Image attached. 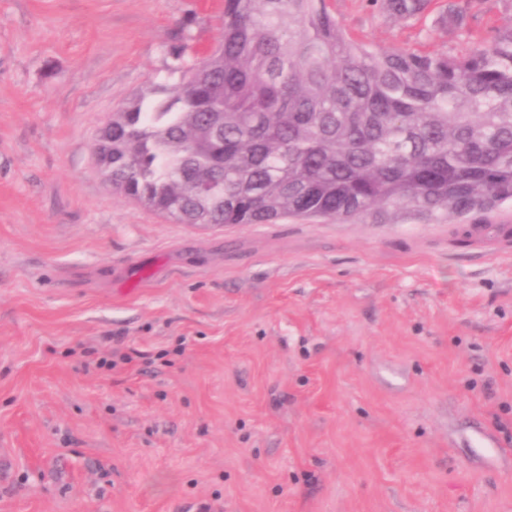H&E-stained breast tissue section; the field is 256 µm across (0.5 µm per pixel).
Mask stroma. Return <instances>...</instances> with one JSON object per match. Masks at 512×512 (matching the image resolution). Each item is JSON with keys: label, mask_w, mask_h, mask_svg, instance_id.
<instances>
[{"label": "stroma", "mask_w": 512, "mask_h": 512, "mask_svg": "<svg viewBox=\"0 0 512 512\" xmlns=\"http://www.w3.org/2000/svg\"><path fill=\"white\" fill-rule=\"evenodd\" d=\"M354 40L467 52L512 0ZM224 0H0V512H512V245L447 224H178L112 112Z\"/></svg>", "instance_id": "35a3bbf8"}]
</instances>
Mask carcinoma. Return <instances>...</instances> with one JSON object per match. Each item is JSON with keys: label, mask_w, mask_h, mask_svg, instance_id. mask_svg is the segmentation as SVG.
I'll use <instances>...</instances> for the list:
<instances>
[{"label": "carcinoma", "mask_w": 512, "mask_h": 512, "mask_svg": "<svg viewBox=\"0 0 512 512\" xmlns=\"http://www.w3.org/2000/svg\"><path fill=\"white\" fill-rule=\"evenodd\" d=\"M434 0H379L401 20ZM112 113V189L182 224H442L512 202V26L470 51L376 50L329 0H224L203 64Z\"/></svg>", "instance_id": "1"}]
</instances>
